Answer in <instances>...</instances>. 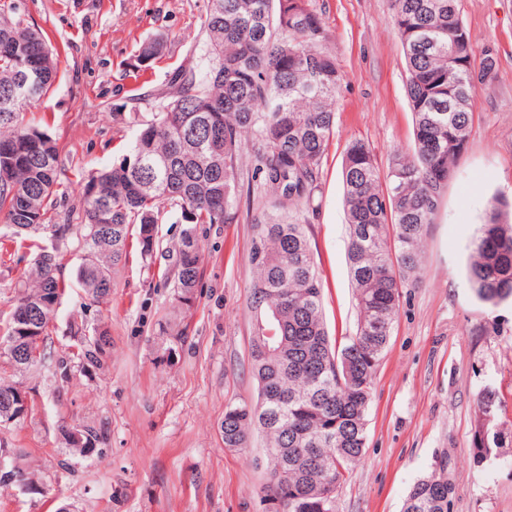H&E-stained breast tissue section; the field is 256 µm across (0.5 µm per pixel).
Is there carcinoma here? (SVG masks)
Instances as JSON below:
<instances>
[{"label": "carcinoma", "instance_id": "1", "mask_svg": "<svg viewBox=\"0 0 512 512\" xmlns=\"http://www.w3.org/2000/svg\"><path fill=\"white\" fill-rule=\"evenodd\" d=\"M393 24L406 62L413 115L410 149L394 150L381 174L362 141L342 162L348 226L347 264L357 315L355 336L332 342L323 314V286L307 234L296 214L313 206L319 171L335 132L342 74L309 0H209L204 21L208 66L201 76L179 70L169 79L159 112L133 119L129 155L91 176L79 200L77 247L85 253L76 277L94 300L109 295L114 270L127 258L131 226L139 225L141 257L153 255L156 224L167 202L191 223L175 249L173 288L191 303L200 281V244L193 225L234 224L243 193L262 188L258 208H272L253 224L250 266L254 312L250 369L254 402L224 412V447L264 441L273 512H336V493L364 455L367 412L379 365L398 313L401 288L422 266V242L448 182L467 150L478 90L492 86L497 57L487 49L479 66L456 0H391ZM165 44L142 42L148 65ZM56 57L42 31L0 15V225L14 235L47 227L59 190V149L26 114L47 94ZM254 151L244 165L241 133ZM512 199L494 195L469 245L467 273L476 298L497 307L512 302ZM57 249L39 248L32 284L17 298L8 335L28 336L35 355L57 308L34 312L49 298L60 303ZM35 313L37 331L20 329ZM105 348L84 343L58 359L89 370ZM502 400L485 388L474 423L475 448L489 455L509 446L496 431ZM403 512H448V459L418 480Z\"/></svg>", "mask_w": 512, "mask_h": 512}]
</instances>
